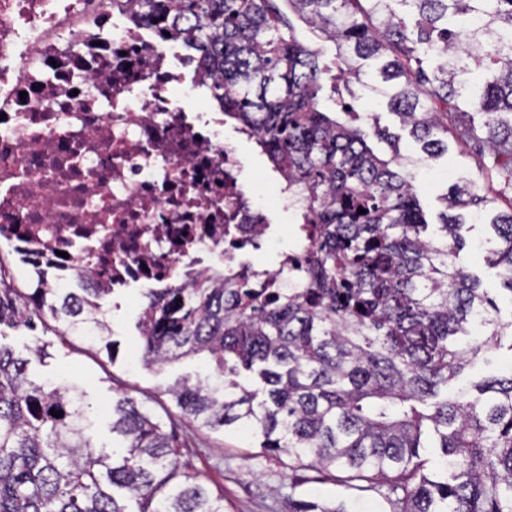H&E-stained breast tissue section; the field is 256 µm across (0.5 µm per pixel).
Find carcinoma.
<instances>
[{
  "label": "carcinoma",
  "instance_id": "obj_1",
  "mask_svg": "<svg viewBox=\"0 0 512 512\" xmlns=\"http://www.w3.org/2000/svg\"><path fill=\"white\" fill-rule=\"evenodd\" d=\"M139 2L141 19L166 20L195 52L224 117L254 133L304 201L294 292L262 300L207 278L143 294V361L206 354L220 376L175 381L174 406L211 431L248 428L263 453L332 470L390 512H512V366L469 373L506 336L512 352V320L456 263L469 209L487 200L460 179L430 234L402 157L370 146L392 135L344 104L354 82L384 98L432 161L448 150V115L465 106L482 124L464 134L512 186V0ZM291 13L323 45L299 40ZM489 227L486 262L512 303V212ZM111 294L16 288L0 266V325L87 336L114 362ZM28 364L0 346V512H130L118 490L137 512H224V496L178 461L163 419L135 397L112 402L104 453L83 391L38 384ZM255 368L259 384L238 380ZM432 448L437 468L424 458ZM288 512L347 509L290 496Z\"/></svg>",
  "mask_w": 512,
  "mask_h": 512
}]
</instances>
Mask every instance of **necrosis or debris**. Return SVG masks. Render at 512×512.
Returning a JSON list of instances; mask_svg holds the SVG:
<instances>
[{"label":"necrosis or debris","instance_id":"4bbe7bcc","mask_svg":"<svg viewBox=\"0 0 512 512\" xmlns=\"http://www.w3.org/2000/svg\"><path fill=\"white\" fill-rule=\"evenodd\" d=\"M137 0H0V242L97 288H171L221 274L280 292L249 261L276 226L237 148L185 86L180 40Z\"/></svg>","mask_w":512,"mask_h":512}]
</instances>
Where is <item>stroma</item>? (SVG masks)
Masks as SVG:
<instances>
[{"label": "stroma", "instance_id": "1", "mask_svg": "<svg viewBox=\"0 0 512 512\" xmlns=\"http://www.w3.org/2000/svg\"><path fill=\"white\" fill-rule=\"evenodd\" d=\"M353 103L360 114H375L381 125L398 137L396 148L408 161L415 175L414 186L420 205L429 223H436L442 209L440 195L449 176L471 175L478 179L480 193L491 202L494 211L512 209V188L504 187L498 174L490 169L477 144L460 135L459 130L480 123L475 112L458 113L448 130V152L431 164H423L420 144L402 128L398 118L389 112L385 101L372 98L365 88H357ZM245 163L244 178L254 183L262 199L275 207L276 223H292V214L280 212V186L274 178L267 157L255 142L239 143ZM141 293L130 289L107 297L103 308L117 343L118 358L108 362L81 336L54 342L50 358L30 359L29 350L43 341L42 332L0 326V345L13 350L16 356L29 358L31 378L58 384L76 382L89 404V418L99 449L111 451L109 409L114 389L120 388L143 402L159 415H165L167 428L173 429L180 462L198 473L204 486L224 497V512H287L288 493L292 483H300L306 498L329 501L345 500L349 512H387L383 500L373 493H362L339 486L324 473L303 466L291 468L288 456L263 454L257 441L245 431H210L198 428L175 408L165 390L182 377L209 380L214 365L206 356L183 358L164 365H148L142 359L140 339L135 329Z\"/></svg>", "mask_w": 512, "mask_h": 512}]
</instances>
